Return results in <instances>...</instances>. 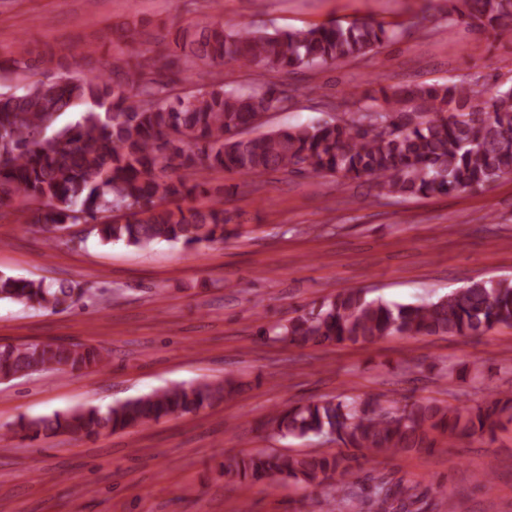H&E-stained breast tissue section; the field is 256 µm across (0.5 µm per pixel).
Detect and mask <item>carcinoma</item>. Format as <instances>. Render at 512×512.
<instances>
[{
    "label": "carcinoma",
    "mask_w": 512,
    "mask_h": 512,
    "mask_svg": "<svg viewBox=\"0 0 512 512\" xmlns=\"http://www.w3.org/2000/svg\"><path fill=\"white\" fill-rule=\"evenodd\" d=\"M454 12L458 21L484 31L512 25V0H457ZM398 37V30L369 20L273 32L201 22L176 30L172 44L185 60L209 67L234 61L265 73H291L364 57ZM93 51L91 45L71 51L66 70L50 79L39 78L45 60L31 57L23 42L17 55L0 58L1 78L21 74L24 81L0 92V204L22 197L28 224H91L105 244L190 246L241 234L238 226L226 229L233 214L224 208V188L206 178L213 171L369 178L384 194L398 197L485 188L512 174V86L490 77L460 85L381 86L366 93L365 100L379 104L385 132L349 118L244 138L242 129L254 124L257 113L280 107L288 90L267 83L241 92L221 82L182 96L175 88L181 79L149 77V50L115 53L105 73L90 77L82 62ZM78 106L84 107L78 120L55 125L62 112ZM197 199L207 204L180 205ZM83 296L67 280L0 274V301L61 312ZM501 325L512 327V281L479 279L408 304L369 300L361 290L345 288L281 326L258 327L257 334L298 347L366 346L394 335L475 336ZM107 365L101 351L79 343L0 345L1 379ZM236 389L229 375L171 384L104 410L87 406L22 417L8 432L30 439L114 433L196 413ZM505 417L512 419V392L476 404L416 400L399 407L372 396L331 397L274 410L261 426L282 436L326 435L364 456H394L425 452L444 437L493 440ZM345 460L332 452L259 450L225 457L224 479L271 487L285 479L317 483L348 500ZM419 502L410 488L383 486L365 500L368 512H420Z\"/></svg>",
    "instance_id": "carcinoma-1"
}]
</instances>
